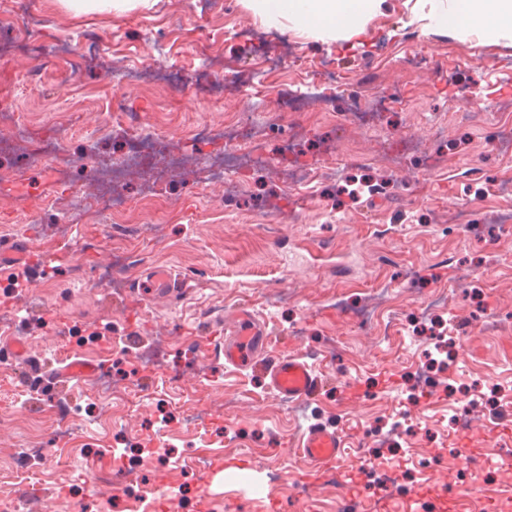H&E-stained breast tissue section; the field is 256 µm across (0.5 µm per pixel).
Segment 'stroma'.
I'll list each match as a JSON object with an SVG mask.
<instances>
[{
    "mask_svg": "<svg viewBox=\"0 0 512 512\" xmlns=\"http://www.w3.org/2000/svg\"><path fill=\"white\" fill-rule=\"evenodd\" d=\"M416 2L384 0L363 36L336 40L267 27L249 0L88 13L0 0V105L29 142L57 143L34 171L0 158V240L39 248L22 284L0 269V499L17 497L18 512H140L132 493L166 491L172 512H338L335 481L297 486L295 444L318 424L361 449L355 496L383 489L395 512H449L454 496L466 512H512L494 495L512 486L496 438L512 425V328L485 329L512 316V148L470 110H512V41L412 22ZM232 121L280 131L255 140L268 166L230 170L239 191L182 171L144 201L130 178L115 187L119 223L97 218L93 188L129 142L156 135L193 163L228 158L210 131ZM284 136L306 145L281 158ZM156 265L177 291L147 302L137 286ZM380 284L400 330L388 340L361 324ZM242 307L265 323L268 357L298 351L315 367L319 390L294 413L260 371L216 353ZM68 357L100 363L99 380H59ZM462 408L482 454L470 468L452 455ZM401 413L410 425L389 435ZM199 458L219 470L208 500Z\"/></svg>",
    "mask_w": 512,
    "mask_h": 512,
    "instance_id": "stroma-1",
    "label": "stroma"
}]
</instances>
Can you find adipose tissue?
Segmentation results:
<instances>
[{"label":"adipose tissue","instance_id":"obj_1","mask_svg":"<svg viewBox=\"0 0 512 512\" xmlns=\"http://www.w3.org/2000/svg\"><path fill=\"white\" fill-rule=\"evenodd\" d=\"M383 0H251L261 21L271 27L281 19L313 35L337 39L360 34L377 16ZM430 26L461 36L480 32L497 41L512 40V0H450L449 7H431Z\"/></svg>","mask_w":512,"mask_h":512}]
</instances>
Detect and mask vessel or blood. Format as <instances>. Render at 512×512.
<instances>
[{
	"label": "vessel or blood",
	"mask_w": 512,
	"mask_h": 512,
	"mask_svg": "<svg viewBox=\"0 0 512 512\" xmlns=\"http://www.w3.org/2000/svg\"><path fill=\"white\" fill-rule=\"evenodd\" d=\"M36 249L34 241L14 242L0 246V268L22 261ZM171 271L164 266L150 268L145 282L148 295L162 294L174 287ZM269 345L265 326L249 309L239 310L236 325L230 337L225 338L220 350L225 364L238 369L262 368L270 389L288 401L310 398L318 388L312 366L295 354L283 355L271 363H263L262 356ZM344 438L336 431L322 427H308L298 440L297 449L308 461L309 469L304 484H312L325 474H340L344 467Z\"/></svg>",
	"instance_id": "b4317fda"
}]
</instances>
